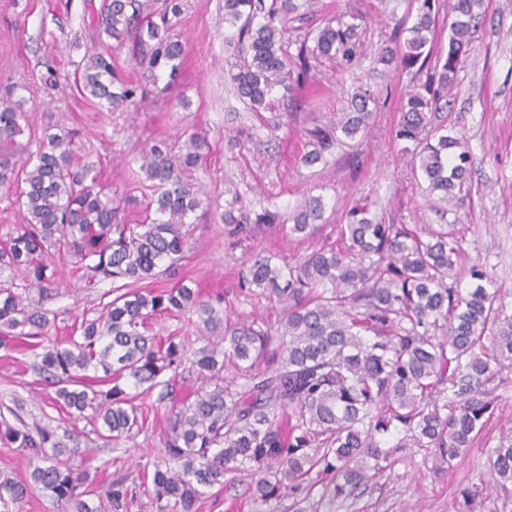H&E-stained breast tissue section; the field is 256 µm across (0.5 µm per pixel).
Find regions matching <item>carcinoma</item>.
Returning a JSON list of instances; mask_svg holds the SVG:
<instances>
[{"label":"carcinoma","instance_id":"cac0c4a2","mask_svg":"<svg viewBox=\"0 0 512 512\" xmlns=\"http://www.w3.org/2000/svg\"><path fill=\"white\" fill-rule=\"evenodd\" d=\"M481 2L454 0L448 52L433 66L436 0H420L404 44L379 48L380 63L425 75L401 97L395 137L408 142L403 152L413 174L443 215L458 205V191L470 179L469 152L462 138L438 134L430 114L441 107L458 56L481 24ZM304 5L224 0L230 39L249 55L233 81L252 112L271 109L276 94L321 75L325 62L350 65L363 52L364 15L350 2L316 35L305 33L292 65L288 21ZM182 11L183 0H100L92 24L109 39L132 40L142 80H126L108 53L97 52L74 69L79 97L107 112L163 98L168 86H158L160 74L173 79L184 65V45L173 34ZM376 105L370 89L357 88L342 111L304 130L311 150L301 162L325 164L335 147L367 137ZM25 131L22 144L17 136ZM76 138L56 122L30 124L13 89L0 94V192L14 197L20 211L17 222L0 224V346L25 343L44 381L58 385L53 404L92 411L106 439L143 429L134 405L139 394L159 388L165 397L180 368L196 375L194 399L168 416L164 465L153 473L154 496L171 512H197L206 490L243 471L255 475V494L264 502L312 491L314 472L323 480L322 496L348 498L391 466L394 447L386 435L392 431L435 449L446 462L472 446L493 410L488 385L503 368L485 346L500 318L498 290L475 269L480 284L467 295L449 284L462 241L448 225L418 232L387 224L359 201L336 225L340 245L316 246L293 263L253 257L239 278L284 305L273 332L255 319H231L221 300L184 283L154 288L176 274L186 224L206 197L195 177L205 137L191 133L182 143L160 137L142 148L143 175L132 179L149 200L134 224L122 219L121 200L104 193L97 164L78 161ZM324 211L322 196L311 195L286 220L265 209L251 221L236 193L224 200L222 220L230 234L252 222L305 240L318 231ZM56 255L82 272L85 287L110 284L97 306H43L59 295ZM157 313L196 316L201 346L190 349L175 336L157 340L148 326ZM61 315L70 322L68 338L43 345ZM275 334L282 339L277 350L271 349ZM229 371L244 383L226 380ZM439 388L454 396L445 415L436 403ZM288 412L295 423L285 436L281 417ZM0 441L27 450L33 464L26 481L0 471L1 503H17L36 486L64 512H101L81 489L78 449H66L50 425L29 427L16 414L10 420L0 413ZM489 465L507 488L512 440L492 451ZM127 496L122 480L107 487L110 507Z\"/></svg>","mask_w":512,"mask_h":512}]
</instances>
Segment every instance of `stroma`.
Segmentation results:
<instances>
[{
  "mask_svg": "<svg viewBox=\"0 0 512 512\" xmlns=\"http://www.w3.org/2000/svg\"><path fill=\"white\" fill-rule=\"evenodd\" d=\"M367 17V50L345 72L327 64L322 81H308L273 110L253 114L237 95L230 74L238 60L235 45L224 36V0H184L175 26L185 50V64L169 99L158 106H128L99 119L96 108L71 96L76 64L91 52L109 51L131 78L141 68L129 46L98 38L85 10L86 0H0V88L10 86L37 123L52 119L74 129L87 158L103 170L110 195L125 199V217L135 221L146 199L127 175L146 141L199 132L207 137L204 160L196 175L212 198L226 189L238 191L249 209L270 208L288 214L305 195L322 196L329 223L320 226L315 244L336 239L334 227L358 200L386 222L424 229L438 223L417 188L407 156L395 138L399 100L410 77L377 64L374 50L390 37L405 40L413 23L406 0L385 8L382 0H359ZM484 21L461 57L448 91L450 108L436 113L437 125L464 127L471 179L462 192L456 224L462 235L466 265L454 283L467 293L476 281L472 268L492 274L500 290L501 327L512 326V0H483ZM57 75L45 88L46 71ZM370 87L378 97L374 130L367 141L334 150L330 165L319 172L302 165L308 150L305 126L340 111L348 93ZM306 246L276 231L231 237L219 209L199 208L191 217L189 246L176 275L199 284L203 293L223 299L232 317L256 318L277 325L278 303L241 288L238 271L251 256L276 254L295 261ZM194 376L179 375L166 399L138 398L146 417L135 437L100 438L91 417H76L51 406L53 386L45 384L33 357L0 347V405L21 403L25 420L48 415L67 447L79 449L87 474L85 489L103 497L111 481L124 480L133 490L121 512H168L152 493L154 466L164 458L165 420L173 405L189 399ZM494 414L471 448L454 465L431 448H418L404 434L396 462L354 496L322 502L318 512H466L461 492L480 489L475 512H512V491H501L487 457L501 437H512V370L494 391ZM252 476L241 474L223 488L209 489L199 512H296V495L262 502L251 495Z\"/></svg>",
  "mask_w": 512,
  "mask_h": 512,
  "instance_id": "obj_1",
  "label": "stroma"
}]
</instances>
